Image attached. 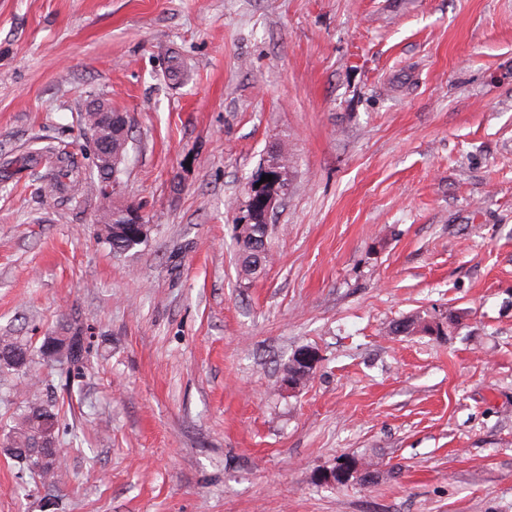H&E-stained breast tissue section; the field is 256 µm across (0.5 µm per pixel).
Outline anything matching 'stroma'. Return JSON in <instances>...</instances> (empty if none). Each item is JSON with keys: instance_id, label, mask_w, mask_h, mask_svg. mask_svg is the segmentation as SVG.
Listing matches in <instances>:
<instances>
[{"instance_id": "stroma-1", "label": "stroma", "mask_w": 512, "mask_h": 512, "mask_svg": "<svg viewBox=\"0 0 512 512\" xmlns=\"http://www.w3.org/2000/svg\"><path fill=\"white\" fill-rule=\"evenodd\" d=\"M93 97L129 118L133 258L95 193L36 191L53 148L91 167ZM3 171L0 332L90 353L0 378V434L53 398L67 428L57 483L0 451V512H512V0H0ZM419 315L455 323L394 332ZM343 459L370 479L328 481ZM263 175H272V180L256 187ZM284 178L280 169L263 164L250 183L249 200L237 216L239 224L251 223L257 216L271 217L286 189ZM100 211L99 219H106L112 224H104L99 230L98 238L114 253L135 254L147 243L149 228L147 235L136 238L128 233V224H121L123 222L122 217L116 216L113 211L111 213L107 201L101 202ZM269 224H250L247 239L240 243L242 266L246 274H255L268 261L266 248ZM260 248L261 250H257Z\"/></svg>"}]
</instances>
